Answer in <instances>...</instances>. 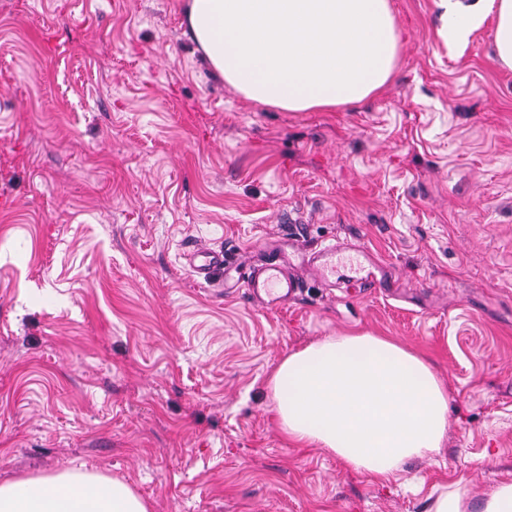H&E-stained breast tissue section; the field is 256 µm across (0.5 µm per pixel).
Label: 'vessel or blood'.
I'll list each match as a JSON object with an SVG mask.
<instances>
[{"label":"vessel or blood","mask_w":512,"mask_h":512,"mask_svg":"<svg viewBox=\"0 0 512 512\" xmlns=\"http://www.w3.org/2000/svg\"><path fill=\"white\" fill-rule=\"evenodd\" d=\"M291 257H284L279 249H271L260 264L241 261L240 283L247 293L262 300L266 308L274 309L298 297L306 280L319 283L320 287H335L339 280L349 282L374 279L375 271L367 250H359L355 265L347 272H340L337 258L344 246L338 242L316 249L307 248L300 241L291 244ZM187 263L197 274L207 276L230 267L227 255L208 247L197 248L188 254Z\"/></svg>","instance_id":"obj_1"}]
</instances>
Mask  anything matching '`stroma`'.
<instances>
[{"label":"stroma","instance_id":"1","mask_svg":"<svg viewBox=\"0 0 512 512\" xmlns=\"http://www.w3.org/2000/svg\"><path fill=\"white\" fill-rule=\"evenodd\" d=\"M186 0H0V482L86 471L151 512H471L512 484V70L492 19L402 50L365 102L285 112L226 85ZM296 237L369 249L394 291L307 282L267 310L183 254ZM368 331L431 360L448 434L403 480L281 434L289 353ZM469 509L471 503L467 489L455 485L435 499L432 512H469Z\"/></svg>","mask_w":512,"mask_h":512}]
</instances>
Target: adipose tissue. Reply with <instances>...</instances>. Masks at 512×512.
Here are the masks:
<instances>
[{
  "label": "adipose tissue",
  "mask_w": 512,
  "mask_h": 512,
  "mask_svg": "<svg viewBox=\"0 0 512 512\" xmlns=\"http://www.w3.org/2000/svg\"><path fill=\"white\" fill-rule=\"evenodd\" d=\"M443 39L462 44L493 17L496 62L512 69V0H435ZM187 30L245 98L288 112L355 105L391 80L401 48L390 0H187ZM281 432L357 473L397 477L432 458L448 393L430 361L371 333H342L286 356L269 379ZM0 512H149L123 481L86 472L0 484Z\"/></svg>",
  "instance_id": "ef3b65f1"
}]
</instances>
